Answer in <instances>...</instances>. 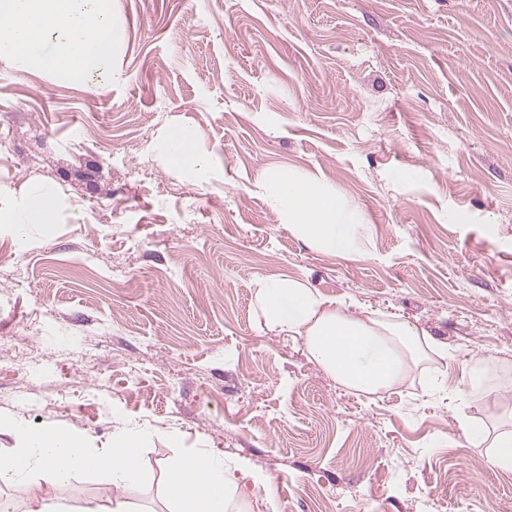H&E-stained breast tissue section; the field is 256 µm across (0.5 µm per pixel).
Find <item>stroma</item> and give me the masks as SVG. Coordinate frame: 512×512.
Returning <instances> with one entry per match:
<instances>
[{"mask_svg":"<svg viewBox=\"0 0 512 512\" xmlns=\"http://www.w3.org/2000/svg\"><path fill=\"white\" fill-rule=\"evenodd\" d=\"M104 77L0 62V188L53 183L59 222L0 229L4 420L108 446L153 433L157 469L206 450L238 464L247 512H512V471L470 443L512 397V0H112ZM203 159L172 167L170 126ZM286 168L375 228L355 260L291 234L256 185ZM408 179H392L394 170ZM293 275L448 346V395L370 399L260 325L251 282ZM45 472L0 488L107 505Z\"/></svg>","mask_w":512,"mask_h":512,"instance_id":"obj_1","label":"stroma"}]
</instances>
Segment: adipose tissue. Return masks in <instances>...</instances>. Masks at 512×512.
<instances>
[{
	"label": "adipose tissue",
	"instance_id": "obj_1",
	"mask_svg": "<svg viewBox=\"0 0 512 512\" xmlns=\"http://www.w3.org/2000/svg\"><path fill=\"white\" fill-rule=\"evenodd\" d=\"M112 0H0V59L21 71H47L76 81L106 71L120 32L112 22ZM169 163L179 169L200 167L193 131L170 127L164 137ZM260 190L284 215L290 231L324 254L364 255L372 238L362 210L321 181L291 170L270 174ZM58 219L57 192L36 184L22 193L0 190V224L17 236L30 225ZM254 310L263 325L301 340L311 359L337 385L368 396L410 383L420 366L448 359V347L426 330L394 315L349 313L344 301L332 300L306 280L286 275L256 278ZM17 445L0 450V482L11 483L43 470L55 480L73 472L104 474L121 490L149 486L154 472L144 463L150 432L122 429L103 452L87 449L83 437L51 428L11 422ZM468 441L488 444L491 463L512 470V428L491 430L463 420ZM164 495L170 512H242L233 473L220 458L198 451L172 461L165 470Z\"/></svg>",
	"mask_w": 512,
	"mask_h": 512
}]
</instances>
